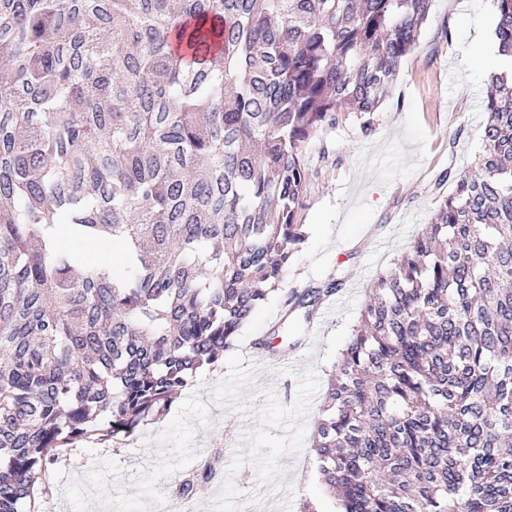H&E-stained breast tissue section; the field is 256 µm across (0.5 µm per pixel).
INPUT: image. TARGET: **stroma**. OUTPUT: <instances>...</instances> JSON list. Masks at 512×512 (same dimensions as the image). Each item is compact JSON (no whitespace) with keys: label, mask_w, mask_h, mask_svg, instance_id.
<instances>
[{"label":"stroma","mask_w":512,"mask_h":512,"mask_svg":"<svg viewBox=\"0 0 512 512\" xmlns=\"http://www.w3.org/2000/svg\"><path fill=\"white\" fill-rule=\"evenodd\" d=\"M492 0H432L418 44L389 97L369 114H343L304 149L307 191L299 210L306 240L280 291L268 295L217 365L197 371L168 413L128 436L77 440L57 449L30 512H150L186 470L212 453L224 461L188 512H321L334 501L312 440L328 372L344 349L371 282L392 266L482 150L488 76L465 65L471 49L495 56ZM338 279L341 304L310 342L305 310L276 329L287 291ZM273 336L265 359L250 350Z\"/></svg>","instance_id":"stroma-1"}]
</instances>
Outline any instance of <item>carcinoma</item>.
<instances>
[{"mask_svg": "<svg viewBox=\"0 0 512 512\" xmlns=\"http://www.w3.org/2000/svg\"><path fill=\"white\" fill-rule=\"evenodd\" d=\"M431 2L0 0V512L233 348L306 237V144L375 111ZM483 109L473 168L442 175L332 364L315 451L338 512H512V69ZM338 286L291 293L282 324ZM219 479L207 457L170 501Z\"/></svg>", "mask_w": 512, "mask_h": 512, "instance_id": "cac0c4a2", "label": "carcinoma"}]
</instances>
